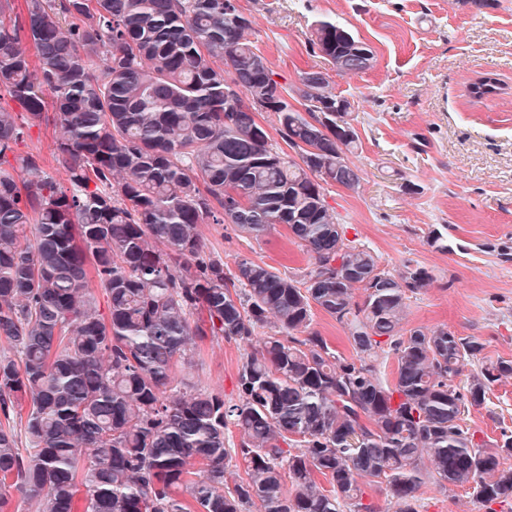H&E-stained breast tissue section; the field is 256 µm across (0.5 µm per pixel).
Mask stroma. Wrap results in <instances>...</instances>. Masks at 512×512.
Masks as SVG:
<instances>
[{
  "label": "stroma",
  "instance_id": "35a3bbf8",
  "mask_svg": "<svg viewBox=\"0 0 512 512\" xmlns=\"http://www.w3.org/2000/svg\"><path fill=\"white\" fill-rule=\"evenodd\" d=\"M252 21L250 39L279 82L293 87L307 69L329 64L311 45L317 20L345 24L374 52L370 69L332 75L337 95L352 105L359 136L350 161L358 187L326 188L347 239L378 256L382 268L413 260L432 277L408 301L409 326H445L484 345L489 358L512 359V0H239ZM496 73L504 94L476 100L471 82ZM424 137L415 149V137ZM37 153L46 174L67 185L55 158L53 128L32 127L10 162ZM441 231L447 251L430 246ZM205 253L227 266L242 257L287 276H301L308 256L286 226L262 238L233 224L198 227ZM243 343L205 339L198 344L199 388L237 395ZM470 427L483 439L512 430V377L494 383L484 405L471 408ZM418 512H487L471 489L443 492L422 486Z\"/></svg>",
  "mask_w": 512,
  "mask_h": 512
}]
</instances>
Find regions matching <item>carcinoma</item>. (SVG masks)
<instances>
[{
    "instance_id": "1",
    "label": "carcinoma",
    "mask_w": 512,
    "mask_h": 512,
    "mask_svg": "<svg viewBox=\"0 0 512 512\" xmlns=\"http://www.w3.org/2000/svg\"><path fill=\"white\" fill-rule=\"evenodd\" d=\"M11 11L0 0V87L25 113L0 108V337L17 354L0 356V415L28 447L0 423V512H14L12 488L41 512H378L364 483L394 512H417L428 482L512 503V431L486 441L463 418L512 360L481 357L482 343L445 326L404 327L428 272L386 271L343 236L325 186L360 184L358 135L328 73L302 72L304 109L288 103L232 0H26L4 20ZM311 45L342 76L374 59L336 20L317 21ZM504 90L493 73L469 86L476 99ZM243 93L277 115L295 156ZM48 118L65 188L38 154L22 160L29 181L10 171ZM209 219L256 236L286 225L308 278L203 258ZM317 311L342 326L350 356L311 328ZM270 324L242 357L236 398L182 375L195 339L250 342ZM234 462L245 476L230 481Z\"/></svg>"
}]
</instances>
